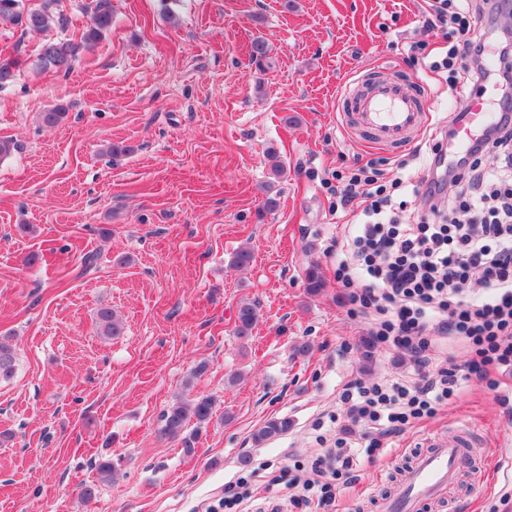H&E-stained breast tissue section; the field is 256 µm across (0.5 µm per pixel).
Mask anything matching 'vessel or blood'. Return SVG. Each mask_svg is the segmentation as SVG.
Masks as SVG:
<instances>
[{
	"mask_svg": "<svg viewBox=\"0 0 512 512\" xmlns=\"http://www.w3.org/2000/svg\"><path fill=\"white\" fill-rule=\"evenodd\" d=\"M496 87L484 85L466 100L463 119L448 142L449 156L465 153L477 129L496 125L498 113L488 111L485 103ZM344 100L355 123L375 139L389 143L405 142L417 130L427 108L405 84L382 79L363 85L355 82L344 92ZM466 446L461 437L435 440L405 472L396 493L377 504L378 512H419L422 502L446 500L449 488L461 471L460 460Z\"/></svg>",
	"mask_w": 512,
	"mask_h": 512,
	"instance_id": "vessel-or-blood-1",
	"label": "vessel or blood"
}]
</instances>
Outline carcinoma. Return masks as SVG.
<instances>
[{"label":"carcinoma","mask_w":512,"mask_h":512,"mask_svg":"<svg viewBox=\"0 0 512 512\" xmlns=\"http://www.w3.org/2000/svg\"><path fill=\"white\" fill-rule=\"evenodd\" d=\"M57 0H43L39 7L25 6V0H0V19L13 20L20 23L27 31L42 32L53 25L66 28L69 20L61 12L54 11L53 5ZM89 22L82 34L77 38H66L59 41H49L41 46L39 65L42 69L68 74L75 64L104 36L112 30L111 0H94ZM96 320L102 335L118 336L122 332V324L117 315L110 309L97 312ZM256 320V307L249 302L242 303L237 311L236 331L241 337L248 336ZM17 362V352L12 344V336L0 335V380L10 379ZM215 401L210 396H198L188 401H177L163 413L166 435L175 438L182 437L183 452L191 456L195 454V439L197 434L184 435L190 422H195L197 428L208 423L213 415ZM292 423L286 418L273 419L265 423L254 435L257 443H263L288 432ZM112 478V463L102 461L97 466V482L84 485L82 496L91 500L96 496L97 483L108 482Z\"/></svg>","instance_id":"1"}]
</instances>
